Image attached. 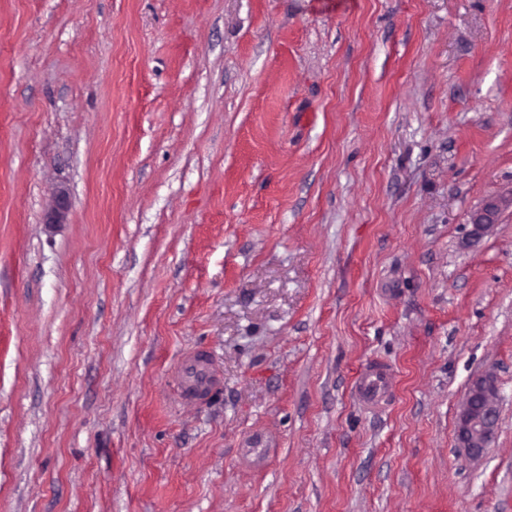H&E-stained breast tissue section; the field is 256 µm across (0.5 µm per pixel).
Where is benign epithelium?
I'll use <instances>...</instances> for the list:
<instances>
[{"instance_id":"7a95c632","label":"benign epithelium","mask_w":512,"mask_h":512,"mask_svg":"<svg viewBox=\"0 0 512 512\" xmlns=\"http://www.w3.org/2000/svg\"><path fill=\"white\" fill-rule=\"evenodd\" d=\"M499 203H487L473 223L484 228L493 223ZM498 418V389L490 374L475 379L460 406L457 439L468 456L478 458L494 439Z\"/></svg>"}]
</instances>
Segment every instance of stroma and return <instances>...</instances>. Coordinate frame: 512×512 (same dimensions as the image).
<instances>
[{"instance_id": "obj_1", "label": "stroma", "mask_w": 512, "mask_h": 512, "mask_svg": "<svg viewBox=\"0 0 512 512\" xmlns=\"http://www.w3.org/2000/svg\"><path fill=\"white\" fill-rule=\"evenodd\" d=\"M509 192L512 0H0V512H512ZM181 379L185 392L190 396H198L215 384V375L205 367L196 364L195 359L189 360L181 369ZM388 385V369L383 365H374L366 369L360 378V389L365 399L376 403ZM498 418V389L490 374L475 379L460 406L457 439L471 458H478L494 439Z\"/></svg>"}]
</instances>
